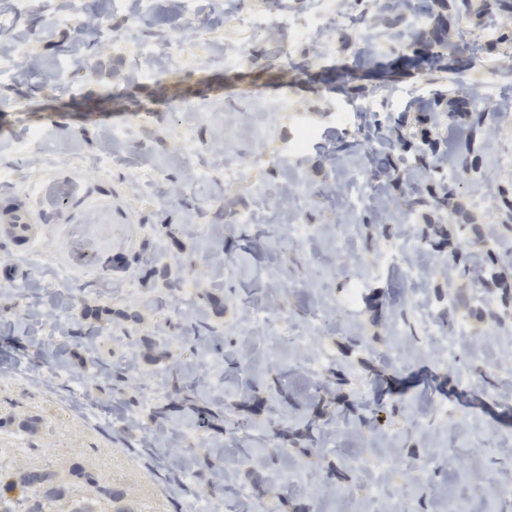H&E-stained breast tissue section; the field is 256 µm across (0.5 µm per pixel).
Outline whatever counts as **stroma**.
I'll list each match as a JSON object with an SVG mask.
<instances>
[{"label": "stroma", "instance_id": "obj_1", "mask_svg": "<svg viewBox=\"0 0 512 512\" xmlns=\"http://www.w3.org/2000/svg\"><path fill=\"white\" fill-rule=\"evenodd\" d=\"M309 2L198 0L188 16L181 0H134L115 22L111 0H0L12 16L0 28V167L13 170L0 205L81 188L67 211L43 213L46 245L0 235V458L46 474L60 491L49 512L86 499L113 512L91 477L137 512H382L405 495L417 512H512V212L499 195L512 189V118L460 180L459 214L414 205L423 184H379L386 155L362 130L385 120L453 148L462 132L415 101L475 86L488 111L512 107V48L491 45L503 21L482 0L461 18L424 0L391 30L387 0H340L354 22L302 40L288 20ZM63 13L75 23L56 24ZM423 26L467 47L460 85L367 76ZM150 44L170 52L147 58ZM228 54L240 63L225 66ZM303 125L319 139L298 156ZM229 164L241 180H225ZM300 223L322 231L272 248ZM491 224L499 238H485ZM383 248L396 259L377 271ZM476 256L508 289L472 278ZM353 278L357 303L338 307ZM190 319L214 344L187 334ZM454 320L467 352L447 334ZM219 406L234 426L202 422ZM158 428L186 435L184 455L216 457L212 489L150 438Z\"/></svg>", "mask_w": 512, "mask_h": 512}]
</instances>
